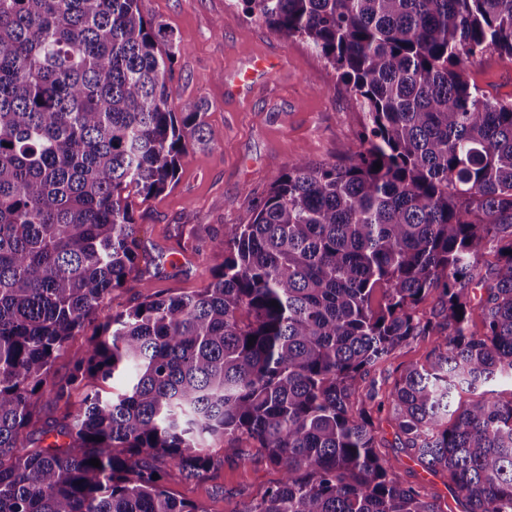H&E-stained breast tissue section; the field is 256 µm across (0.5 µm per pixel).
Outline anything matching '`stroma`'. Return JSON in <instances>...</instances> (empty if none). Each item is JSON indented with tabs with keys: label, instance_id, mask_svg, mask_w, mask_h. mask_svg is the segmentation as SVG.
I'll return each instance as SVG.
<instances>
[{
	"label": "stroma",
	"instance_id": "obj_1",
	"mask_svg": "<svg viewBox=\"0 0 512 512\" xmlns=\"http://www.w3.org/2000/svg\"><path fill=\"white\" fill-rule=\"evenodd\" d=\"M139 4L145 17L165 24L186 45L175 64V96L208 103L213 143L188 150L172 189L136 204L139 270L113 291L106 302L110 313L136 305L149 287L175 295L206 286L224 262L223 254L211 252V237L248 223L254 205L296 158L343 160L364 120L350 88L309 44L246 17L231 0ZM257 58L270 61L271 69L237 88L238 71ZM470 76L490 95L512 97V59L486 56ZM430 348V337L411 339L391 364L371 371L368 382L387 390L397 368L423 360ZM374 422L381 451L396 462L401 480L426 486L445 512H461L444 478L404 451L388 411L375 414ZM209 451L217 466L208 479L188 480L172 467L162 472L170 493L208 512H233L239 501L259 497L282 478L278 467L252 459L251 448H243L239 459L225 457L218 442Z\"/></svg>",
	"mask_w": 512,
	"mask_h": 512
}]
</instances>
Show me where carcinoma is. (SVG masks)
<instances>
[{
	"label": "carcinoma",
	"mask_w": 512,
	"mask_h": 512,
	"mask_svg": "<svg viewBox=\"0 0 512 512\" xmlns=\"http://www.w3.org/2000/svg\"><path fill=\"white\" fill-rule=\"evenodd\" d=\"M234 5L319 53L359 102L358 141L338 163L297 158L212 238L207 286L106 316L50 385L136 268L134 198L211 142L209 105L174 103L187 47L139 0H0V512H207L152 475L203 478L205 442L228 458L243 437L282 479L233 512H442L379 454L386 404L463 512H512V398L490 388L512 382V100L469 75L512 58V0ZM430 334L387 401L362 387ZM46 393L65 412L42 425ZM101 321H103L102 318L93 322L85 329L84 332L74 336L70 340L67 352L59 356L52 367L49 378L50 382H61L68 378L71 372V356L73 353L81 351L85 348L88 337L92 335L95 326H97Z\"/></svg>",
	"instance_id": "1"
}]
</instances>
